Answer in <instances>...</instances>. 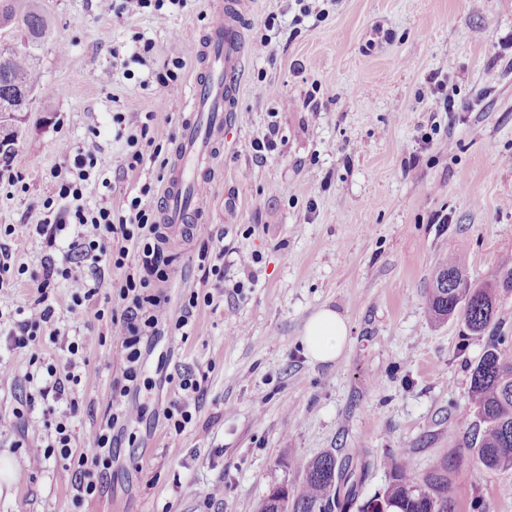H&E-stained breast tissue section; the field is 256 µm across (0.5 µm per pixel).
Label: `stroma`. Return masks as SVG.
Here are the masks:
<instances>
[{"instance_id":"obj_1","label":"stroma","mask_w":512,"mask_h":512,"mask_svg":"<svg viewBox=\"0 0 512 512\" xmlns=\"http://www.w3.org/2000/svg\"><path fill=\"white\" fill-rule=\"evenodd\" d=\"M224 2L103 16L98 0H38L51 24L35 51L44 90L10 160L25 187L0 190V225H14L20 241L17 264L38 268L48 253L28 227L53 193L61 140L99 131L101 165L114 172L123 144L113 113L130 121L152 112L162 154L172 157L189 115L196 46ZM510 35L512 0H250L243 37L251 52L203 220L166 245L171 317L191 292L208 290L194 257L214 225H223L226 248L259 261L226 268L224 300L194 309L192 336L165 322L143 343L138 389L126 398L134 414L93 496L80 498L73 468L30 467L43 444L17 429L0 436V512H254L272 486L298 483L316 456L363 449L373 461L363 498L385 485L389 457L422 474L456 452L459 512H472L477 498L486 512H512V470L475 471L458 422L472 407L470 368L487 340L457 318L431 323L424 310L448 253L466 254L477 281L512 255ZM139 36L154 49L127 77L112 53L128 55ZM264 39L269 52L253 54ZM177 47L180 81L140 86ZM106 70L113 76L104 86L96 76ZM445 95L459 111L438 109ZM285 98L295 108H283ZM272 124L277 149L257 160L253 144ZM52 298L61 337L39 350V364L26 349L0 354L15 372L0 383V414H12L46 365L63 366L67 345L85 336L81 381L57 403L79 405L69 420L78 455L122 375L106 316L119 300L97 296L73 314L69 288ZM324 307L348 327L342 353L326 363L309 359L303 343L308 319ZM190 374L205 375L206 393L175 439L164 410ZM216 483L223 498L204 505Z\"/></svg>"}]
</instances>
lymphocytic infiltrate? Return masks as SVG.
Returning <instances> with one entry per match:
<instances>
[{"label":"lymphocytic infiltrate","mask_w":512,"mask_h":512,"mask_svg":"<svg viewBox=\"0 0 512 512\" xmlns=\"http://www.w3.org/2000/svg\"><path fill=\"white\" fill-rule=\"evenodd\" d=\"M155 118L152 112L138 118L135 132L126 138L120 164L122 171L138 170L148 157L159 159L162 146L156 141ZM99 136V131L95 130L80 144L64 140L58 145L60 167L65 174L56 180L55 192L43 202L42 217L37 224L31 225L30 232L43 238L50 248L56 247L62 236L67 237L69 243L62 260L46 257L40 269L29 274L28 280L36 288L38 297L23 318L13 320L7 340L14 350L45 340L57 342L60 330L50 299L57 280L66 281L71 290L69 310L76 313L86 301L100 293L106 270L112 267L124 269L127 258L133 256L138 261L136 272H126L115 285L123 308L110 316L116 336L112 355L125 365L123 378L112 385L109 416L95 431L90 451L77 456L72 453L71 435L66 424L51 421L56 412L55 400L65 385L80 382L71 370L48 368L36 397L26 398L24 408L15 410L12 416L0 415V434L20 425L24 428L25 438L45 442L43 454L33 455L30 459L33 468H42L46 457L52 455L63 460L76 458L77 490L86 496L97 491L101 470L112 461L113 429L131 414L123 399L138 384L142 369L140 345L143 339L154 335L159 322L168 317L165 302L156 293L155 286L167 280L168 268L173 262L172 256L161 245L164 238L161 226L146 203L152 191L151 184H142L135 194L127 195L124 207L119 209L104 201L86 205L85 182L95 181L108 192L114 189L111 179L98 166ZM223 240L224 232L219 229L200 246L198 268L210 290L202 295L190 294L174 324L175 330L189 326L198 304L210 305L223 297L226 256Z\"/></svg>","instance_id":"f902f5d3"}]
</instances>
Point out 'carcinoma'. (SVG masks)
<instances>
[{
	"instance_id": "cac0c4a2",
	"label": "carcinoma",
	"mask_w": 512,
	"mask_h": 512,
	"mask_svg": "<svg viewBox=\"0 0 512 512\" xmlns=\"http://www.w3.org/2000/svg\"><path fill=\"white\" fill-rule=\"evenodd\" d=\"M35 0H0V29H20L27 47L9 49L6 70L0 69V101L10 102L40 87L34 49L47 33V20ZM512 287V258L501 262L499 274L482 283L467 275L464 258L448 255L433 277L426 300L430 320L462 319L472 336L481 337L497 325V288ZM470 392L476 420L460 417L467 426L466 447L476 468L486 472L512 469V346L508 337L490 341L471 368ZM372 461L368 452L327 451L310 460L302 481L292 487L273 486L257 512H457L455 472L459 458L450 453L423 475L404 459H391L382 491L358 504Z\"/></svg>"
}]
</instances>
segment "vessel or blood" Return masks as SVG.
I'll return each mask as SVG.
<instances>
[{"label":"vessel or blood","mask_w":512,"mask_h":512,"mask_svg":"<svg viewBox=\"0 0 512 512\" xmlns=\"http://www.w3.org/2000/svg\"><path fill=\"white\" fill-rule=\"evenodd\" d=\"M245 13L244 0H226L223 20L210 27L200 47L203 66L187 103L192 118L181 130L162 193L161 221L176 232L195 216V197L213 174L214 151L224 140L229 112L236 109L246 55Z\"/></svg>","instance_id":"obj_1"}]
</instances>
